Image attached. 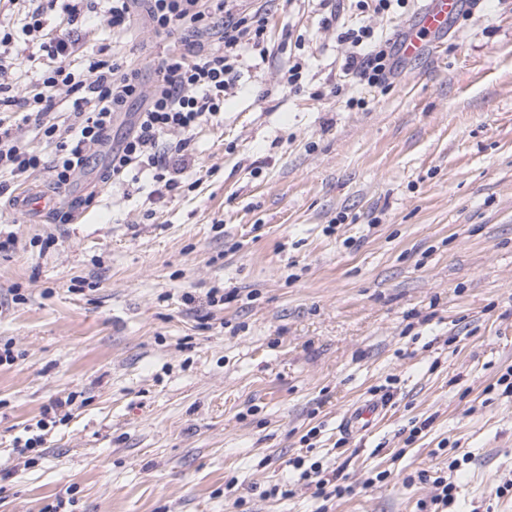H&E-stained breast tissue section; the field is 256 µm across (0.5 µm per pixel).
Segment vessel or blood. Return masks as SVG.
I'll return each mask as SVG.
<instances>
[{
    "instance_id": "vessel-or-blood-1",
    "label": "vessel or blood",
    "mask_w": 512,
    "mask_h": 512,
    "mask_svg": "<svg viewBox=\"0 0 512 512\" xmlns=\"http://www.w3.org/2000/svg\"><path fill=\"white\" fill-rule=\"evenodd\" d=\"M463 7V0H426L425 6L398 40L397 60L412 61L426 55L429 44L435 38L447 34L450 22ZM384 409V401L363 402L344 415L341 427L348 432L366 429Z\"/></svg>"
}]
</instances>
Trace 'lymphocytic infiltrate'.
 Segmentation results:
<instances>
[{
    "mask_svg": "<svg viewBox=\"0 0 512 512\" xmlns=\"http://www.w3.org/2000/svg\"><path fill=\"white\" fill-rule=\"evenodd\" d=\"M138 1L162 43L157 80L149 89L138 69L105 48L83 56L82 73L72 71L79 29L94 0H38L25 16L26 69L34 78L23 93L0 81L1 174L23 179L43 169L57 188L68 187L133 104L134 120L113 149L102 182L121 183L137 173L165 191L179 188L197 128L223 114L224 94L241 65L239 51L263 45L267 19L259 9L234 10L231 0H106L100 18L114 32H130ZM49 11L55 23L48 28L42 16ZM340 40L348 48L346 75L385 87L396 69L395 41L368 26L348 29ZM22 124L41 133L50 154L33 152L19 138Z\"/></svg>",
    "mask_w": 512,
    "mask_h": 512,
    "instance_id": "f902f5d3",
    "label": "lymphocytic infiltrate"
}]
</instances>
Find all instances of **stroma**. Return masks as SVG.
I'll list each match as a JSON object with an SVG mask.
<instances>
[{
	"instance_id": "obj_1",
	"label": "stroma",
	"mask_w": 512,
	"mask_h": 512,
	"mask_svg": "<svg viewBox=\"0 0 512 512\" xmlns=\"http://www.w3.org/2000/svg\"><path fill=\"white\" fill-rule=\"evenodd\" d=\"M335 2L392 39L424 4ZM323 16L268 8L266 53L244 51L176 191L100 182L128 114L42 220L0 191V512H427L445 475L447 512H512V0L386 88L345 76ZM111 43L154 84L141 17L117 41L86 24L72 66ZM384 395L371 430L341 431ZM314 463L350 494L317 498Z\"/></svg>"
}]
</instances>
